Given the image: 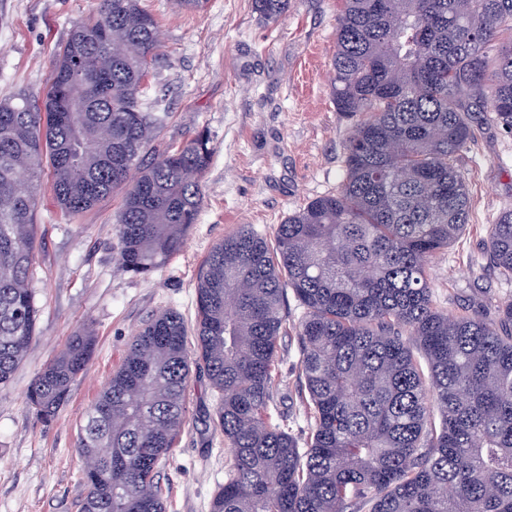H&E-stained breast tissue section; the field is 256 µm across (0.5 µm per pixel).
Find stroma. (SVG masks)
Listing matches in <instances>:
<instances>
[{"instance_id":"obj_1","label":"stroma","mask_w":512,"mask_h":512,"mask_svg":"<svg viewBox=\"0 0 512 512\" xmlns=\"http://www.w3.org/2000/svg\"><path fill=\"white\" fill-rule=\"evenodd\" d=\"M160 32L159 55L145 79L171 117L162 144L204 130L213 149L202 177L203 202L182 251L147 277L118 270L116 215L121 194L64 216L41 177L38 254L30 287L39 307L38 339L8 384L0 385V512H76L83 487L77 427L121 364L133 337L156 314L196 315V277L212 247L251 225L273 236L289 214L334 192L345 174L344 148L358 123L331 96L336 21L343 0H292L265 21L252 0H207L200 11L173 0H141ZM101 0H0V101L25 93L41 101L55 49L72 26L96 17ZM471 195L465 234L438 257L431 285L439 305L457 315L497 318L512 282L489 268L488 229L512 209V133L482 123L462 160ZM96 334L93 357L56 420L43 424L26 403L43 365L80 326ZM274 400L307 427L295 338H282ZM215 400L193 370L187 419L159 469L167 512H209L224 484L230 450L213 424Z\"/></svg>"}]
</instances>
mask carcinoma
<instances>
[{"mask_svg":"<svg viewBox=\"0 0 512 512\" xmlns=\"http://www.w3.org/2000/svg\"><path fill=\"white\" fill-rule=\"evenodd\" d=\"M344 2L331 90L337 111L360 117L345 178L278 225L274 243L248 225L217 243L193 327L165 311L139 330L78 428L79 512H167L157 474L186 423L196 362L233 451L210 512H512V301L494 322L450 316L430 279L469 224L461 158L475 114L512 132V0ZM252 4L275 21L290 0ZM157 31L140 0H102L55 51L42 105L0 101V385L36 339L44 166L68 216L123 192L122 272L153 273L197 223L210 138L153 146L168 118L143 87ZM486 254L512 280V210L491 224ZM289 289L303 309L292 323ZM291 334L304 439L273 397ZM94 347L84 325L37 373V420L55 419Z\"/></svg>","mask_w":512,"mask_h":512,"instance_id":"cac0c4a2","label":"carcinoma"}]
</instances>
